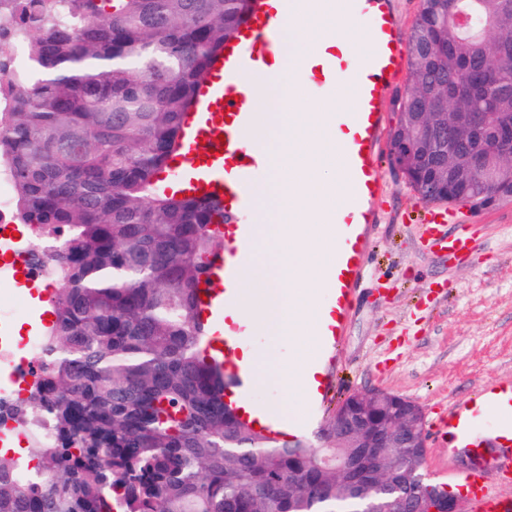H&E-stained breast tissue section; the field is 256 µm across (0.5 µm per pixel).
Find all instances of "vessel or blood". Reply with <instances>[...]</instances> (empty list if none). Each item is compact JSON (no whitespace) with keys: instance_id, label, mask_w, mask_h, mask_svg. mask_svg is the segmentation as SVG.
<instances>
[{"instance_id":"vessel-or-blood-1","label":"vessel or blood","mask_w":512,"mask_h":512,"mask_svg":"<svg viewBox=\"0 0 512 512\" xmlns=\"http://www.w3.org/2000/svg\"><path fill=\"white\" fill-rule=\"evenodd\" d=\"M292 4L314 17L333 6L340 12L363 16L369 25V47L360 64H350L345 46L336 44L300 60L293 74L295 84L322 91L337 88L346 80L357 87L353 111L330 115L334 128L343 135V172L348 179V196L336 222V260L324 274V285L331 292L327 307L333 322L322 333L335 339L344 333L354 290L366 272L371 246L368 229L377 221L374 204L383 190L378 168L387 126L384 101L408 55L393 0H279L275 5L270 0H256L250 20L238 38L225 45L201 90L185 125L182 152L171 163L168 174L188 194L218 197L232 218L224 227L229 249L213 260V285L200 294L199 305L213 335L224 339L223 345L214 347L213 356L223 360L225 369L236 375L238 389L245 397L251 392V374L232 359L240 330L225 325L224 309L233 300L245 265L257 248L249 189L260 183L268 170L264 150L246 141L255 129L256 112L245 77L273 67L283 16ZM448 216L447 204L433 203L427 208L426 221L438 231L441 250L464 257L470 249L469 238L440 232ZM481 401L498 417L499 434L492 442L497 446L495 465L504 479L512 482V438L505 436L512 429V383L482 389ZM467 413V406H449L448 419L455 424L452 437L480 463L490 442L474 437ZM468 482L471 512H512V502L486 485L479 470L471 471Z\"/></svg>"}]
</instances>
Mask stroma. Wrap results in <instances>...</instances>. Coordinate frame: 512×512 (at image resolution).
Masks as SVG:
<instances>
[{"label":"stroma","instance_id":"stroma-1","mask_svg":"<svg viewBox=\"0 0 512 512\" xmlns=\"http://www.w3.org/2000/svg\"><path fill=\"white\" fill-rule=\"evenodd\" d=\"M384 191L375 208L372 251L351 320L332 355L340 397L387 390L418 402L426 419L429 480L459 486L470 459L448 452V406L483 386L512 381V203L463 212L448 234L472 248L456 258L434 247L422 223L425 202L381 157ZM44 289H15L20 335L40 334L49 314Z\"/></svg>","mask_w":512,"mask_h":512}]
</instances>
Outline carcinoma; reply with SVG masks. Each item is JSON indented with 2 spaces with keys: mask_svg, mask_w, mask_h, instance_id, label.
<instances>
[{
  "mask_svg": "<svg viewBox=\"0 0 512 512\" xmlns=\"http://www.w3.org/2000/svg\"><path fill=\"white\" fill-rule=\"evenodd\" d=\"M253 0H17L29 57L0 74L17 99L0 115V159L16 220L54 243L61 285L39 369L16 420L48 427L34 469L0 454V512H393L448 492L421 477V449L333 448L255 428L203 347L197 294L229 223L219 202L159 191L182 129ZM472 15L471 26L455 15ZM409 89L396 101L391 162L410 161L426 202L484 204L491 186L463 162L494 133L455 142L464 115H512V0H420ZM448 113L435 138L414 99ZM495 185L512 183L486 153Z\"/></svg>",
  "mask_w": 512,
  "mask_h": 512,
  "instance_id": "obj_1",
  "label": "carcinoma"
}]
</instances>
